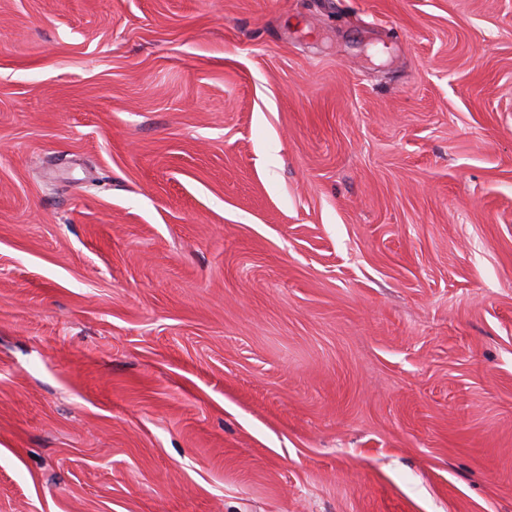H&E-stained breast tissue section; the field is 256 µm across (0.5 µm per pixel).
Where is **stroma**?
Returning a JSON list of instances; mask_svg holds the SVG:
<instances>
[{
  "label": "stroma",
  "instance_id": "1",
  "mask_svg": "<svg viewBox=\"0 0 512 512\" xmlns=\"http://www.w3.org/2000/svg\"><path fill=\"white\" fill-rule=\"evenodd\" d=\"M0 512H512V0H0Z\"/></svg>",
  "mask_w": 512,
  "mask_h": 512
}]
</instances>
